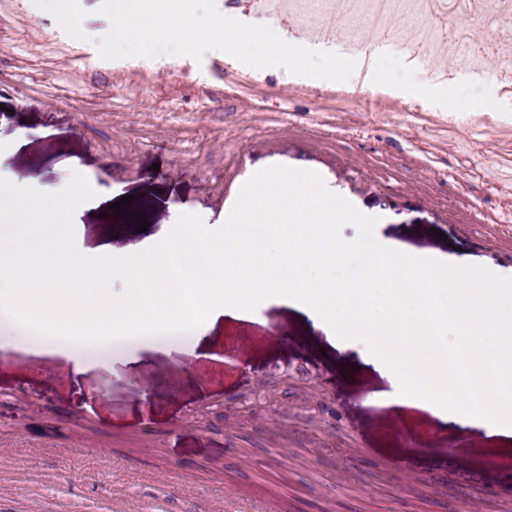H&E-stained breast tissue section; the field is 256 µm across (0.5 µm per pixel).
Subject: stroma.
I'll return each mask as SVG.
<instances>
[{"instance_id":"stroma-1","label":"stroma","mask_w":512,"mask_h":512,"mask_svg":"<svg viewBox=\"0 0 512 512\" xmlns=\"http://www.w3.org/2000/svg\"><path fill=\"white\" fill-rule=\"evenodd\" d=\"M419 2L444 39L409 67L388 14L372 64L393 96L217 50L105 60L101 0H80L82 40L32 0H0V177L49 192L82 174L109 202L79 216V250L128 255L182 213L220 227L260 169H311L381 239L512 277V80L494 52L512 12ZM450 97L463 112H444ZM9 323L0 512H254L266 493L277 512H512V437L382 403L386 380L286 303L206 326L200 352L116 347L78 386L54 348L5 339Z\"/></svg>"}]
</instances>
